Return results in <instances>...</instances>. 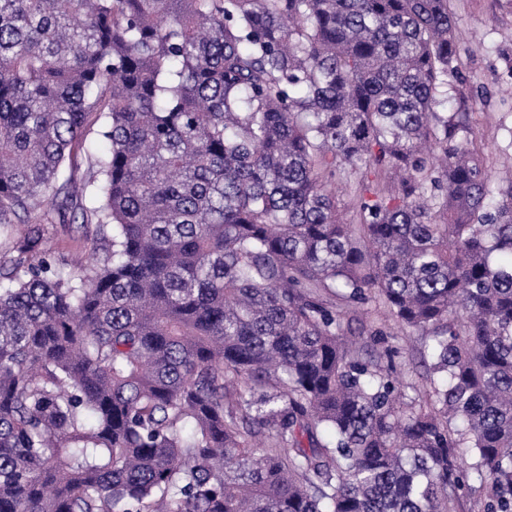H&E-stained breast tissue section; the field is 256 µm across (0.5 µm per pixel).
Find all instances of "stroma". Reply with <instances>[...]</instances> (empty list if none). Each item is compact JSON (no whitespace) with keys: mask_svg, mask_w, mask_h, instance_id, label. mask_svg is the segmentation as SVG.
Wrapping results in <instances>:
<instances>
[{"mask_svg":"<svg viewBox=\"0 0 512 512\" xmlns=\"http://www.w3.org/2000/svg\"><path fill=\"white\" fill-rule=\"evenodd\" d=\"M457 36L467 52L460 61L461 79H449L448 109L464 112L477 149L489 173L512 166V71L505 65L512 57V0H450ZM399 355V378L407 400L425 398L427 382L418 354L417 335L392 338Z\"/></svg>","mask_w":512,"mask_h":512,"instance_id":"1","label":"stroma"}]
</instances>
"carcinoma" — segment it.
I'll use <instances>...</instances> for the list:
<instances>
[{
    "instance_id": "obj_1",
    "label": "carcinoma",
    "mask_w": 512,
    "mask_h": 512,
    "mask_svg": "<svg viewBox=\"0 0 512 512\" xmlns=\"http://www.w3.org/2000/svg\"><path fill=\"white\" fill-rule=\"evenodd\" d=\"M455 27L0 0V512H454L471 472L512 512V175L438 111ZM340 303L421 335L424 404ZM47 249L57 259H71L82 256L89 250V244L81 237V233L75 228L59 232L50 238L47 243Z\"/></svg>"
}]
</instances>
